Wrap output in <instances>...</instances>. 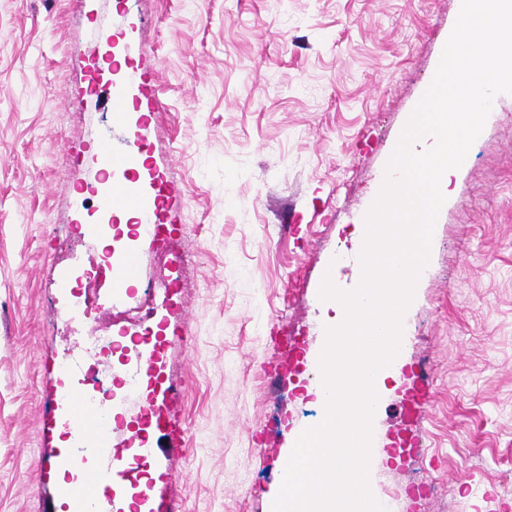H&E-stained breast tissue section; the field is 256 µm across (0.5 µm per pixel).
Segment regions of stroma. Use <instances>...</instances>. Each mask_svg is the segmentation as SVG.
Instances as JSON below:
<instances>
[{
  "label": "stroma",
  "instance_id": "1",
  "mask_svg": "<svg viewBox=\"0 0 512 512\" xmlns=\"http://www.w3.org/2000/svg\"><path fill=\"white\" fill-rule=\"evenodd\" d=\"M456 20V0H0V512H71L61 422L87 383L61 364L119 337L156 276V245L89 191L99 141L124 153L136 126L139 181L191 252L149 321L165 341L152 398L184 427L151 460L154 512H269L294 433L322 415L304 382L270 384V334L287 326L318 354L323 280L360 283V225ZM132 69L119 122L105 88ZM105 223L138 262L121 289L101 246L70 256ZM427 268L399 349L434 383L426 448L379 458L372 494L393 512H512V94L451 177ZM417 483L433 490L420 502Z\"/></svg>",
  "mask_w": 512,
  "mask_h": 512
}]
</instances>
